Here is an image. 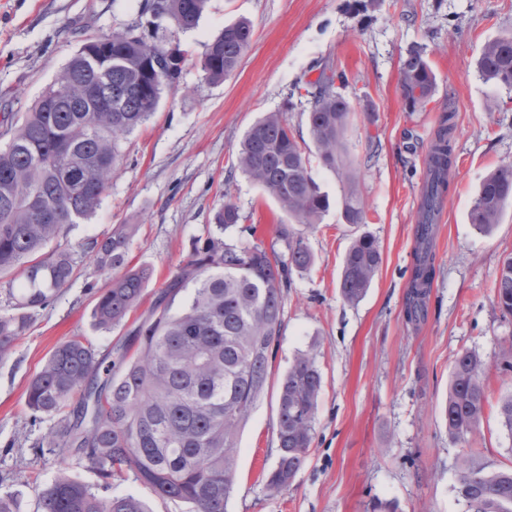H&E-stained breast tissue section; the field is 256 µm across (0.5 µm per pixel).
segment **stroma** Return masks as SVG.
Returning <instances> with one entry per match:
<instances>
[{
  "label": "stroma",
  "instance_id": "1",
  "mask_svg": "<svg viewBox=\"0 0 512 512\" xmlns=\"http://www.w3.org/2000/svg\"><path fill=\"white\" fill-rule=\"evenodd\" d=\"M144 0H0V113L25 112L54 83L91 35L137 20ZM240 19L252 42L224 81L206 80V44ZM512 32V0H208L196 27L169 28L167 45L186 61L178 91H164L158 110L123 142L124 159L91 219L69 225L59 248L75 253L81 273L0 358V496L14 495L19 512H36L38 492L59 474L104 497L134 494L150 512H187L147 496L132 475L104 485L75 453L38 447L54 422L33 419L25 390L60 342L86 337L110 358L128 325L96 330V286L104 282L82 246L116 224L139 227L131 264L150 267L144 292L152 301L194 245L213 232L225 203L237 206L241 228L225 232L237 244L260 239L286 252L276 226L279 204L237 167L245 132L270 112L284 113L307 153H315L307 105L298 93L322 66L344 71L354 118L346 132L348 157L367 212L345 223L340 173L313 166L330 199L319 224L291 225L314 261L293 271L285 292L283 334L272 376L280 378L301 351H314L323 375L314 439L304 467L288 488L274 490L264 475L276 461L278 390L269 387L238 439L237 478L228 512H464L458 496V456L477 449L497 467H512V434L498 404L512 394V317L493 303L494 282L512 254V205L489 234L469 219L487 175L512 162V107L491 112L511 95L483 82L476 62L484 46ZM422 50L436 90L417 110L406 108L399 62ZM455 112L449 191L435 223V276L428 315L416 324L404 314L415 244L424 160L442 113ZM258 227L257 236L245 233ZM375 237L383 264L367 294L349 303L340 295L344 255L362 234ZM483 362L487 403L477 430L454 444L442 408L459 352Z\"/></svg>",
  "mask_w": 512,
  "mask_h": 512
}]
</instances>
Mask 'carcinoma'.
Here are the masks:
<instances>
[{
    "label": "carcinoma",
    "mask_w": 512,
    "mask_h": 512,
    "mask_svg": "<svg viewBox=\"0 0 512 512\" xmlns=\"http://www.w3.org/2000/svg\"><path fill=\"white\" fill-rule=\"evenodd\" d=\"M207 0H145L140 18L103 35V50L87 38L59 77L79 84L78 96L59 100L50 87L22 118L0 114V276L20 279L13 312L0 314V357L25 330L30 311L47 306L78 272L68 250L49 249L70 224L91 218L123 160L122 141L157 111L164 90L177 86L183 53L158 41L172 23L194 27ZM252 25L224 27L206 47L200 65L205 78L220 82L250 46ZM486 83L512 90V33L487 43L477 61ZM342 72L322 68L305 83L310 136L324 168L345 165V133L352 118L349 99L336 91ZM401 95L409 107L431 96L434 73L419 50L399 66ZM454 112L442 117L425 158L426 179L415 229L416 245L406 294L407 320L424 316L435 273L434 218L448 191L454 163ZM311 159L281 112H270L244 135L238 168L261 185L299 224H317L329 208L311 175ZM512 201V163L498 166L482 182L470 221L480 234L498 223ZM342 216L366 223L355 171L344 175ZM224 204L218 226L239 223ZM135 224H116L94 237L85 250L107 274L96 293L94 324L121 325L143 300L152 271L128 261ZM280 237L288 256L258 244L238 246L210 237L175 269L146 316L118 341L108 365L79 336L61 342L29 382L25 405L60 417L35 446L74 451L104 484L125 474L164 501L186 504L189 512H228L234 490L238 438L271 376L274 347L282 332L285 290L293 270L312 264L302 239L287 227ZM383 253L370 235L348 248L340 279L342 298L362 299L381 268ZM179 311L172 312L177 297ZM495 304L512 315V255L495 280ZM105 378L97 382L99 371ZM482 362L472 352L456 356L443 416L448 438L458 444L479 426L487 395ZM277 462L265 474L273 489L288 487L304 466L314 435L322 390L315 353H298L277 381ZM458 493L466 512H512V467L492 470L470 451L458 459ZM37 512H147L138 496L102 497L92 488L59 476L38 494Z\"/></svg>",
    "instance_id": "carcinoma-1"
}]
</instances>
